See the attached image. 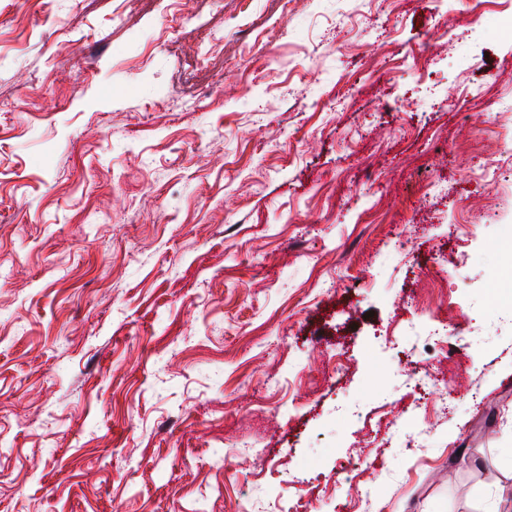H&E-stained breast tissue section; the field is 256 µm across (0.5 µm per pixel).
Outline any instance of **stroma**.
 Segmentation results:
<instances>
[{
  "label": "stroma",
  "mask_w": 512,
  "mask_h": 512,
  "mask_svg": "<svg viewBox=\"0 0 512 512\" xmlns=\"http://www.w3.org/2000/svg\"><path fill=\"white\" fill-rule=\"evenodd\" d=\"M505 11L0 0V512H512Z\"/></svg>",
  "instance_id": "stroma-1"
}]
</instances>
